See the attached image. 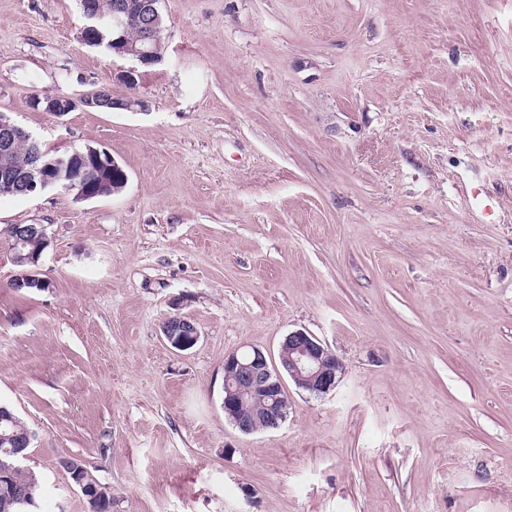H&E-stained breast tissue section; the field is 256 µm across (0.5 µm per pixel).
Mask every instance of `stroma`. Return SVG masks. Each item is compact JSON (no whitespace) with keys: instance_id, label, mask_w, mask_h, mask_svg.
<instances>
[{"instance_id":"35a3bbf8","label":"stroma","mask_w":512,"mask_h":512,"mask_svg":"<svg viewBox=\"0 0 512 512\" xmlns=\"http://www.w3.org/2000/svg\"><path fill=\"white\" fill-rule=\"evenodd\" d=\"M164 60L83 44L76 0H0V113L108 150L116 195L0 196L42 224L45 290L0 235V402L40 512H512V0H161ZM109 89L144 111L36 96ZM201 337L178 352L174 312ZM342 365L245 434L224 357L288 333ZM97 96H100L101 98L116 104L124 103L127 100V98L114 100L112 99V93L109 91H97ZM97 96L95 93L86 94L79 98H72L70 96H58L54 101L49 102H47V100L54 96L34 97L31 100V106L36 109L37 107L33 104V102L37 101L40 109L45 107L43 112H55V117H62L78 106H82L87 109H97ZM179 323L169 321V316L161 326L164 341L176 351H187L194 347L199 340L200 332L195 321L188 316L176 313ZM85 468L87 470V474L90 479L94 482L97 490H98V512H112V489L105 483H102L98 478H96L88 467L85 464ZM81 460L79 458H75L71 461L70 466L68 467L70 475L74 479V485L77 487L82 493L83 497L86 499L89 511H93V506L91 504L94 501L96 494L93 492L92 488L84 484V470H85ZM79 472L82 477H79ZM96 480V481H95ZM97 490L96 493H97Z\"/></svg>"}]
</instances>
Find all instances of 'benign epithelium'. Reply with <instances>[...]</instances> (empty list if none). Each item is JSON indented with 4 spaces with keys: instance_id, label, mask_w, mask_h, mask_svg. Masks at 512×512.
I'll return each instance as SVG.
<instances>
[{
    "instance_id": "1",
    "label": "benign epithelium",
    "mask_w": 512,
    "mask_h": 512,
    "mask_svg": "<svg viewBox=\"0 0 512 512\" xmlns=\"http://www.w3.org/2000/svg\"><path fill=\"white\" fill-rule=\"evenodd\" d=\"M158 2L159 0L138 2V19L144 34L150 38L154 37L160 23ZM88 15L90 24L81 30V41L88 46L99 45L105 35L122 29L126 23L120 12H114L112 16L106 17L90 10ZM117 53L118 57L135 63V66L123 71L122 77L126 81L134 77L137 65L157 63V59L153 58V50L145 46L119 49ZM97 103V96L94 93L79 98L59 96L47 102L45 111L62 117L78 106L95 109ZM30 139L31 133L28 130L9 116L0 114V145L3 146V153H9L17 142ZM79 155L81 151L76 148L64 157L38 154L35 156L33 167L21 178L13 174L10 166L5 165L0 168V185L7 189L15 187L22 192L36 194L47 191H73L77 198L88 200L92 195L78 190V175L71 165L73 158ZM39 241L48 242L45 225L27 224L16 235L15 245L24 247ZM40 258L41 254L33 252L24 256L25 261L32 264L33 268L17 277L16 285L43 289L42 278L36 269ZM177 317V323L164 321L161 333L170 348L180 352L187 351L196 345L200 332L190 317L180 313ZM281 348L287 351V356L278 366L273 365L265 352L258 347L242 353L232 352L224 357V411L233 414L234 426L245 434L255 432L257 422L260 420L268 430L278 428L285 421L286 416L280 405L281 393L284 390L283 375H288L296 387L316 395L334 390L339 381L340 361L316 337L297 330L284 338ZM257 394L267 401L263 412L257 414L242 409L244 400ZM69 472L74 479V486L80 490L86 501H94L95 492L84 484V478L80 477V473L84 472L80 459L75 458L71 461Z\"/></svg>"
}]
</instances>
